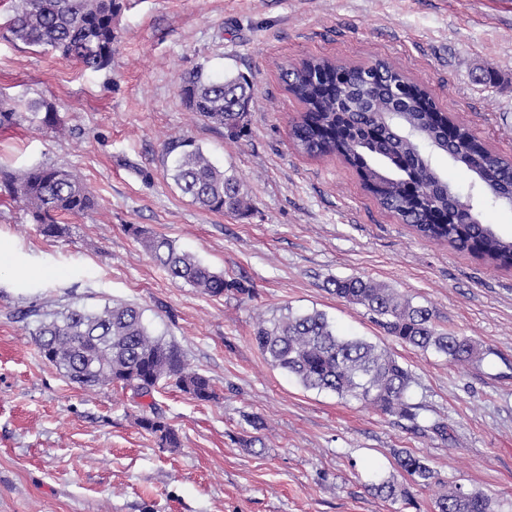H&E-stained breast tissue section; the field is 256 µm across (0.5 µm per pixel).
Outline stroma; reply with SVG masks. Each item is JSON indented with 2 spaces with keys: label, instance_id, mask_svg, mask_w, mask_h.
Instances as JSON below:
<instances>
[{
  "label": "stroma",
  "instance_id": "1",
  "mask_svg": "<svg viewBox=\"0 0 512 512\" xmlns=\"http://www.w3.org/2000/svg\"><path fill=\"white\" fill-rule=\"evenodd\" d=\"M11 7L0 0V104L23 112L44 101L62 126L0 127V170H72L97 206L63 216L69 234L51 240L0 191L9 260L0 270V512H433L457 486L512 512V267L420 238L343 160L299 152L289 132L302 107L282 81L309 58L344 68L388 61L483 147L512 159V0H123L112 65L97 72L11 40ZM201 64L252 82L245 136L186 107L180 77ZM183 135L241 181L247 216L202 210L166 177L162 145ZM437 166L512 235V210L491 206L446 158ZM132 224L245 293L210 296L172 281ZM351 275L431 310L439 328L471 338L480 359L460 366L401 345L333 294L330 280ZM121 303L139 306L188 369L210 379L214 400L171 385L148 399L88 390L43 360L39 321ZM290 310L324 312L342 334L394 354L412 373L418 421L305 389L272 367L254 334ZM150 404L179 447H160L138 425ZM253 435L258 444L246 447ZM404 449L438 477L414 487L412 507L371 489L408 483L395 462Z\"/></svg>",
  "mask_w": 512,
  "mask_h": 512
}]
</instances>
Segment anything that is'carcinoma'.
<instances>
[{"label": "carcinoma", "instance_id": "carcinoma-1", "mask_svg": "<svg viewBox=\"0 0 512 512\" xmlns=\"http://www.w3.org/2000/svg\"><path fill=\"white\" fill-rule=\"evenodd\" d=\"M122 0H16L8 30L13 39L76 59L85 69L99 71L112 65L114 18ZM332 61L313 58L283 74L289 91L304 112L291 129L292 140L310 156H337L355 169L379 206L397 215L423 238L446 242L497 264H512V238L499 235L483 214L461 199L433 164L437 154L464 170L481 194L501 206L512 205V167L496 154L478 148L476 137L462 129L461 141L448 145V133L430 116L424 94L395 101L396 82L402 78L391 63L379 60L353 69L354 75L336 82ZM187 108L208 124L232 136L245 132L248 113L233 112V99L249 102L251 82L242 74L212 79L200 65L181 79ZM355 101V110H338L337 101ZM35 120L48 128L60 124L57 113L43 102L28 111L0 105V127ZM167 177L184 196L210 212L244 216L250 209L239 181L215 166L191 137L173 138L163 146ZM11 196L21 200L40 234L59 239L69 226L58 217H81L95 201L75 173L46 165L7 179ZM465 209L474 220L464 228L450 223L453 212ZM128 231L171 279L211 296L224 291L246 292L237 281L213 271L172 240L148 235L139 226ZM336 298L363 306L374 322L401 344L433 350L451 363L479 356L471 339L441 331L429 309L417 306L387 284L363 277L331 281ZM39 351L52 353L50 363L70 382L85 389L118 385L144 397L162 381H173L199 401L215 397L205 376L186 370L178 347L152 335L142 311L131 304L107 305L100 311L71 308L40 322L33 333ZM257 347L270 364L294 377L304 388L327 390L347 400L365 402L382 414L410 421L419 418V406L410 402L411 372L387 350L362 338L341 336L327 316L288 313L258 326ZM139 426L154 435L161 447L176 448L179 436L157 413L143 414ZM397 467L414 484H432L435 472L426 459L401 451ZM376 495L413 505L410 487L383 480L372 485ZM495 501L478 490L457 487L436 498L434 512H495Z\"/></svg>", "mask_w": 512, "mask_h": 512}]
</instances>
